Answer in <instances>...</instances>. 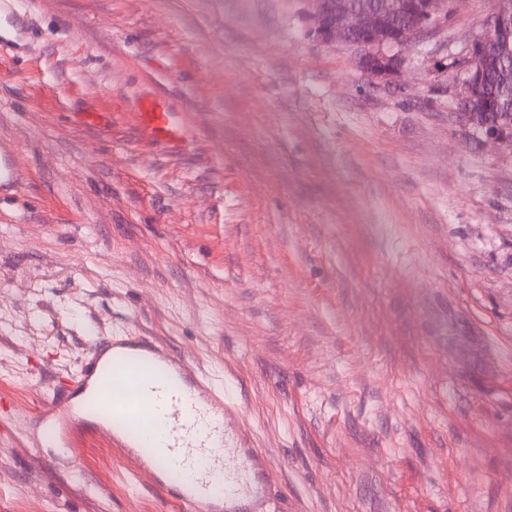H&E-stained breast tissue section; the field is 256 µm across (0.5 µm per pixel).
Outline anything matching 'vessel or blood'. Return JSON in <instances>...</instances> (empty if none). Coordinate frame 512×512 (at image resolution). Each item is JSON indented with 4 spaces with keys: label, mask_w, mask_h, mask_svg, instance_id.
<instances>
[{
    "label": "vessel or blood",
    "mask_w": 512,
    "mask_h": 512,
    "mask_svg": "<svg viewBox=\"0 0 512 512\" xmlns=\"http://www.w3.org/2000/svg\"><path fill=\"white\" fill-rule=\"evenodd\" d=\"M138 115L154 137L169 139L180 131L175 113L161 101L143 100ZM127 372L136 387L121 395L117 388ZM39 408L59 440L76 420L109 431L180 512H254L266 501L259 474L267 459L262 449L244 445L242 429L225 424L223 389L156 337L97 338L70 386L43 397ZM146 416L156 418L160 436L142 430Z\"/></svg>",
    "instance_id": "vessel-or-blood-1"
}]
</instances>
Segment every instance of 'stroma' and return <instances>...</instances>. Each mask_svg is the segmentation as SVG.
I'll use <instances>...</instances> for the list:
<instances>
[{"label": "stroma", "instance_id": "obj_1", "mask_svg": "<svg viewBox=\"0 0 512 512\" xmlns=\"http://www.w3.org/2000/svg\"><path fill=\"white\" fill-rule=\"evenodd\" d=\"M16 8L0 512H177L31 408L107 335L219 380L271 512H512V148L465 116L458 65L492 0H451L382 78L309 34L305 0ZM146 97L176 139L145 135ZM137 113L143 128L156 138L169 139L180 131L176 112H170L159 100H143Z\"/></svg>", "mask_w": 512, "mask_h": 512}]
</instances>
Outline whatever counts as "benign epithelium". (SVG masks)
Wrapping results in <instances>:
<instances>
[{"label": "benign epithelium", "instance_id": "1", "mask_svg": "<svg viewBox=\"0 0 512 512\" xmlns=\"http://www.w3.org/2000/svg\"><path fill=\"white\" fill-rule=\"evenodd\" d=\"M309 33L323 42L355 43L367 49L361 61L364 72L386 76L400 66L387 49L406 44L419 30L430 24L440 13L446 0H382L383 13L407 18L401 27L390 29L382 17L357 0H307ZM497 34L502 39L500 54L512 52V10L496 2L486 26L485 35L474 40L466 49L463 80L465 111L481 112L480 81L486 66L482 46L486 36ZM484 135L503 145L512 144V122L483 127Z\"/></svg>", "mask_w": 512, "mask_h": 512}]
</instances>
